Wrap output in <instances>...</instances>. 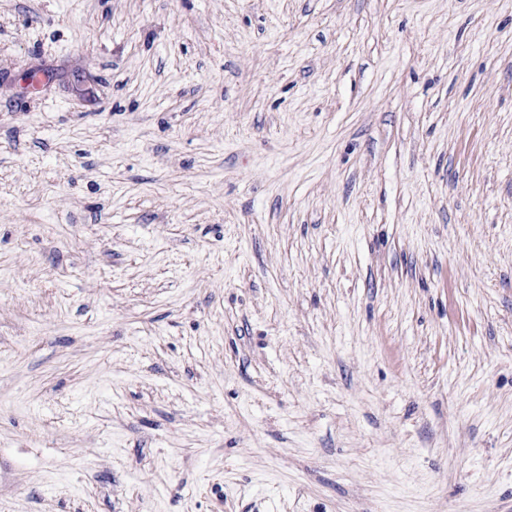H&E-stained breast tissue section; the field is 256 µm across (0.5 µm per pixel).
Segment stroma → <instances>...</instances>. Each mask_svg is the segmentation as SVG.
<instances>
[{
  "instance_id": "obj_1",
  "label": "stroma",
  "mask_w": 512,
  "mask_h": 512,
  "mask_svg": "<svg viewBox=\"0 0 512 512\" xmlns=\"http://www.w3.org/2000/svg\"><path fill=\"white\" fill-rule=\"evenodd\" d=\"M0 512H512V0H0Z\"/></svg>"
}]
</instances>
